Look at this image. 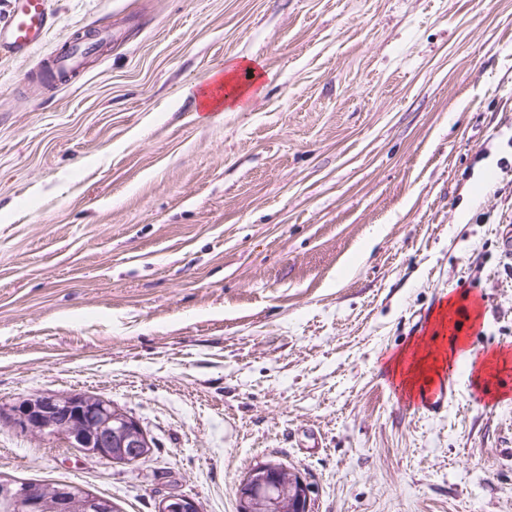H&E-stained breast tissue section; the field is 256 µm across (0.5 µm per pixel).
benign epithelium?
<instances>
[{
  "label": "benign epithelium",
  "mask_w": 512,
  "mask_h": 512,
  "mask_svg": "<svg viewBox=\"0 0 512 512\" xmlns=\"http://www.w3.org/2000/svg\"><path fill=\"white\" fill-rule=\"evenodd\" d=\"M33 435L50 431L66 440L85 456L109 464H130L147 456L153 442L141 425L112 402L84 393L34 397L0 412V421ZM0 496L18 501L23 512H46L41 487L0 479ZM240 512H309L307 485L302 477L277 461L253 467L237 486ZM79 504L82 512H112V504L86 492L75 496L59 488L53 510L72 512ZM158 512H200L198 501L173 494Z\"/></svg>",
  "instance_id": "1"
}]
</instances>
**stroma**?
Masks as SVG:
<instances>
[{
	"label": "stroma",
	"instance_id": "35a3bbf8",
	"mask_svg": "<svg viewBox=\"0 0 512 512\" xmlns=\"http://www.w3.org/2000/svg\"><path fill=\"white\" fill-rule=\"evenodd\" d=\"M0 60V406L111 400L110 465L0 423V474L120 512H237L257 463L311 512H512V0H53ZM122 31L29 85L77 34ZM258 62L238 112L197 95ZM492 363L429 415L392 359L454 299Z\"/></svg>",
	"mask_w": 512,
	"mask_h": 512
}]
</instances>
